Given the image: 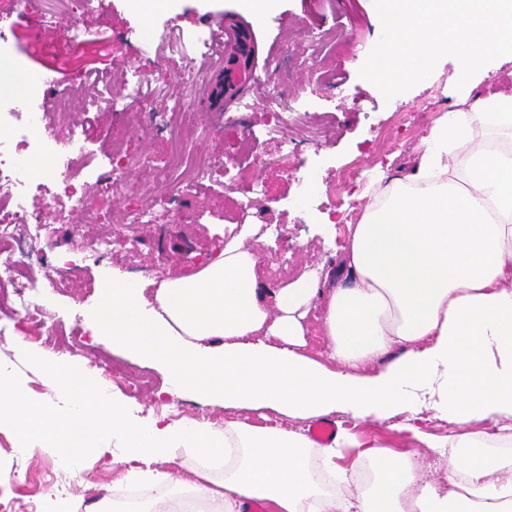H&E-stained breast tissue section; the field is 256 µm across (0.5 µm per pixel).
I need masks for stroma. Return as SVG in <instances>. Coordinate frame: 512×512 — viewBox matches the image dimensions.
Instances as JSON below:
<instances>
[{
  "mask_svg": "<svg viewBox=\"0 0 512 512\" xmlns=\"http://www.w3.org/2000/svg\"><path fill=\"white\" fill-rule=\"evenodd\" d=\"M74 11L76 22L88 33L79 44L64 37V14L49 12L35 0H0V13L11 16L7 34L27 76L50 75L56 91L74 95L80 94L82 77L90 72L144 83V129L130 130L128 114L106 104L75 115L85 146L100 167L111 161L113 137L125 134L129 180L138 185L140 196L160 194V186L146 180L142 162L148 156L161 157L169 147L173 131L165 112L172 92H180L189 110L211 116L185 146L218 160L220 175L176 197L171 218L146 228L121 225L126 243L105 259L107 265L141 278L194 270L223 243L220 230L227 224L266 228L267 239L258 248L269 287L298 277L308 262L338 266L346 225L373 197L378 176L403 175L422 135L445 113L471 111L475 99L487 92L512 90V56L491 62L488 77L474 76L468 89L460 91L455 84L461 65L448 56L426 80L384 99L375 85L359 76L382 33L373 0H276L258 16L243 10L240 0H178L176 8L157 9L147 18L126 0H94L88 8L75 5ZM224 22L254 28L263 41L259 63L238 92L239 103L219 108L212 93L210 52L199 38L219 35ZM185 65L193 69L192 81L173 88L172 68ZM23 76L0 60V88L20 87ZM277 112L286 114L290 123L288 140L282 144L270 137ZM244 138L253 147L247 158L240 154ZM295 160L320 176L322 193L304 211L292 205ZM41 224L47 249L43 261L31 268L40 287L35 301L46 324L62 327L71 338L63 347L40 341L17 350L10 340L26 336V327L11 312L0 313V360L11 366L34 402L57 407L62 400L44 386L32 353L81 366L95 356L119 364L129 375L150 377L148 389L137 397L113 387V394L123 397L128 407L170 421L235 419L262 425L255 413L234 414L171 395L158 371L95 344L85 311L99 298L98 292L87 289L98 278V266L78 268L66 291L53 288L51 281L58 267L78 254L86 235L98 236L102 230L77 228L65 214H45ZM0 471L10 476L8 485L0 487V502L11 504L13 512H43L46 497L58 491L87 504L127 485L122 468L108 470L98 464L86 470L83 485H76L48 456L15 453L14 438L7 431L0 433Z\"/></svg>",
  "mask_w": 512,
  "mask_h": 512,
  "instance_id": "obj_1",
  "label": "stroma"
}]
</instances>
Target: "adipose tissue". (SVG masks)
I'll return each mask as SVG.
<instances>
[{"instance_id": "obj_1", "label": "adipose tissue", "mask_w": 512, "mask_h": 512, "mask_svg": "<svg viewBox=\"0 0 512 512\" xmlns=\"http://www.w3.org/2000/svg\"><path fill=\"white\" fill-rule=\"evenodd\" d=\"M482 128L512 137V95L436 122L412 170L348 225L340 271L309 265L266 287L255 224L225 225L223 249L190 274L101 269L89 319L102 344L160 370L167 391L271 410L278 424L138 417L82 366L42 356L43 383L65 407L33 403L0 365V425L20 453L49 455L78 482L94 460L170 487L157 461L192 453L205 466L189 490L210 512H235L244 498L274 512H512V146L491 148ZM312 332L326 362L304 351ZM423 399L452 433L418 425ZM338 410L364 422L402 416L406 450L344 430L321 447L297 427ZM423 448L443 450L447 483L424 474ZM365 464L369 489L328 490Z\"/></svg>"}]
</instances>
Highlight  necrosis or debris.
I'll return each mask as SVG.
<instances>
[{"instance_id": "1", "label": "necrosis or debris", "mask_w": 512, "mask_h": 512, "mask_svg": "<svg viewBox=\"0 0 512 512\" xmlns=\"http://www.w3.org/2000/svg\"><path fill=\"white\" fill-rule=\"evenodd\" d=\"M87 92L84 96L74 97L62 93L54 97V108L64 122H71L75 112L96 106L103 101H111V80L108 77L91 73L85 78ZM67 142L70 156L60 161L55 147L43 146L34 141L33 148L40 152L46 161L47 174L56 183L57 190L49 197L30 199L28 185L30 173L11 146L0 140V307L14 305L18 312L36 331H43L45 323L39 306L32 297L34 283L27 267L17 255L24 252L30 242L38 240L40 225L32 218L35 209L50 212L75 214L83 223L95 224L99 221V211L109 208L115 192H132L126 171L119 164H112L110 171L102 177L105 189L102 193L100 209H92L87 203L86 182L83 174L92 170L93 160L82 146V137L78 132H70ZM152 168L157 181L164 185L166 192L155 198L147 207H132L129 221L133 224H155L170 214V197L187 191L196 182L210 178L216 171L212 160L180 151L172 152L166 158L153 162ZM27 225L26 237L19 238L10 233V226Z\"/></svg>"}]
</instances>
